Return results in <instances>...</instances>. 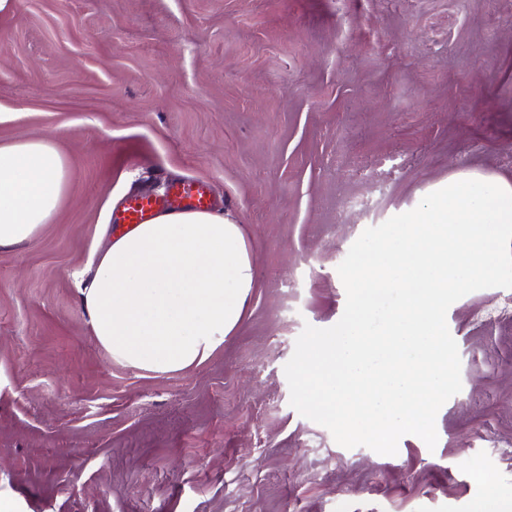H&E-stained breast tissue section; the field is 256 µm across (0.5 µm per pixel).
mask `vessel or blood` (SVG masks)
Returning a JSON list of instances; mask_svg holds the SVG:
<instances>
[{"instance_id":"vessel-or-blood-1","label":"vessel or blood","mask_w":512,"mask_h":512,"mask_svg":"<svg viewBox=\"0 0 512 512\" xmlns=\"http://www.w3.org/2000/svg\"><path fill=\"white\" fill-rule=\"evenodd\" d=\"M211 207L209 185L201 180L187 178L169 183L162 196L144 193L128 197L119 221L123 224H143L168 211H207Z\"/></svg>"}]
</instances>
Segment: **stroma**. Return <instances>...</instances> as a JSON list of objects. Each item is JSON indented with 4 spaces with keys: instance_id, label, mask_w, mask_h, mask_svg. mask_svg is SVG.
Instances as JSON below:
<instances>
[{
    "instance_id": "1",
    "label": "stroma",
    "mask_w": 512,
    "mask_h": 512,
    "mask_svg": "<svg viewBox=\"0 0 512 512\" xmlns=\"http://www.w3.org/2000/svg\"><path fill=\"white\" fill-rule=\"evenodd\" d=\"M52 140L67 197L0 250V496L17 512H474L512 494V289L453 303L462 389L435 448H345L290 404L304 325L341 318L368 227L449 179L512 184V0H15L0 143ZM208 181L255 262L223 349L111 360L77 285L123 198ZM511 510L512 496L511 500L502 498L493 485L487 486L486 495L475 508V512H510Z\"/></svg>"
}]
</instances>
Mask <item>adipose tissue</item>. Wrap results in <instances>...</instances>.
<instances>
[{"mask_svg":"<svg viewBox=\"0 0 512 512\" xmlns=\"http://www.w3.org/2000/svg\"><path fill=\"white\" fill-rule=\"evenodd\" d=\"M67 191V160L50 140L0 144V249L34 240ZM254 286L239 224L221 213L170 211L109 239L78 295L114 362L167 374L223 348Z\"/></svg>","mask_w":512,"mask_h":512,"instance_id":"obj_1","label":"adipose tissue"}]
</instances>
